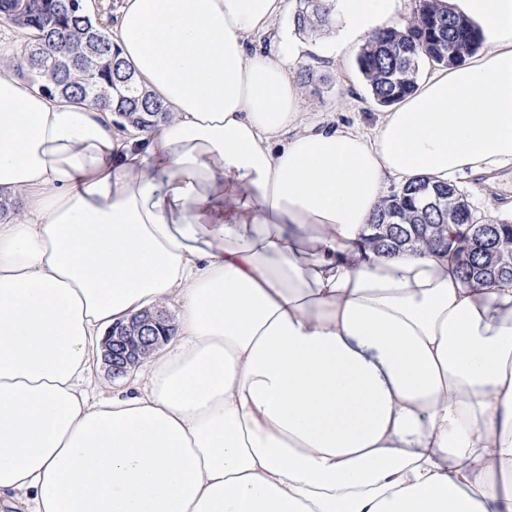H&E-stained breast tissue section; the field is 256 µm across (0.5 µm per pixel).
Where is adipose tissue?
<instances>
[{"mask_svg":"<svg viewBox=\"0 0 512 512\" xmlns=\"http://www.w3.org/2000/svg\"><path fill=\"white\" fill-rule=\"evenodd\" d=\"M482 52L372 135L298 123L287 0H123L112 39L170 116L0 69V502L24 512H512V288L361 239L389 180L512 167V0H448ZM335 53L395 0H335ZM176 300L137 380L113 323Z\"/></svg>","mask_w":512,"mask_h":512,"instance_id":"adipose-tissue-1","label":"adipose tissue"}]
</instances>
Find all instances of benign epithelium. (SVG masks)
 <instances>
[{"mask_svg": "<svg viewBox=\"0 0 512 512\" xmlns=\"http://www.w3.org/2000/svg\"><path fill=\"white\" fill-rule=\"evenodd\" d=\"M167 316L161 311H142L127 322L115 324L104 344V362L108 374L122 377L142 359L149 356L160 343L168 340L162 333Z\"/></svg>", "mask_w": 512, "mask_h": 512, "instance_id": "obj_1", "label": "benign epithelium"}]
</instances>
